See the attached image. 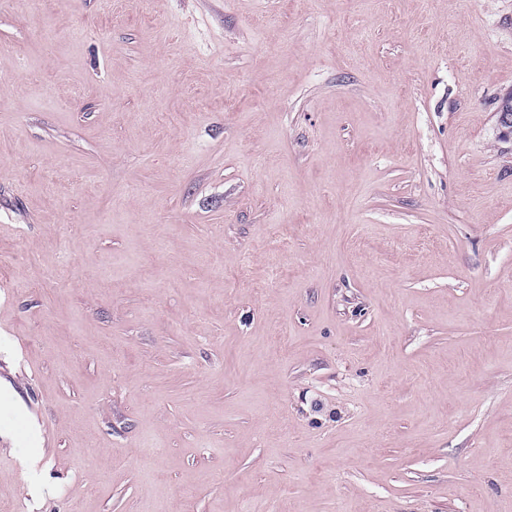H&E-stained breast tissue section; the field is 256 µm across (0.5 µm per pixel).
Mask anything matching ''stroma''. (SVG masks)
<instances>
[{
    "mask_svg": "<svg viewBox=\"0 0 512 512\" xmlns=\"http://www.w3.org/2000/svg\"><path fill=\"white\" fill-rule=\"evenodd\" d=\"M512 0H0V512H512ZM497 128L502 138L512 137V92L500 98L497 107Z\"/></svg>",
    "mask_w": 512,
    "mask_h": 512,
    "instance_id": "stroma-1",
    "label": "stroma"
}]
</instances>
